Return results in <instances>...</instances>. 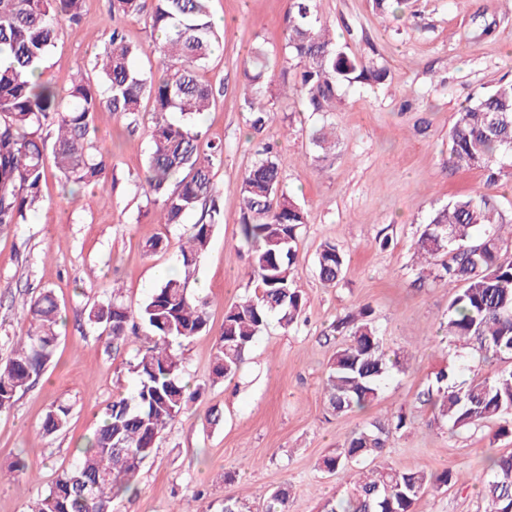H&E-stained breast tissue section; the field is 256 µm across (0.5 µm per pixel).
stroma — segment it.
<instances>
[{
	"mask_svg": "<svg viewBox=\"0 0 512 512\" xmlns=\"http://www.w3.org/2000/svg\"><path fill=\"white\" fill-rule=\"evenodd\" d=\"M323 20L349 54L387 66L384 85L347 88L342 104L326 115L306 112L298 97L272 100L275 120L267 134L284 162V185L305 205L299 231L294 286L308 302L303 321L281 328L277 319L248 352L232 381L211 375L214 340L224 308L253 296L247 248L238 233L239 189L250 166V129L241 109V73L250 48L267 40L281 58L288 0H212L224 22V47L202 73L216 88L198 128L224 145L213 169L221 224L200 258L207 285L210 331L178 344L185 378L197 389L187 411L171 422L143 466L138 490L116 502L118 512H222L224 499H242L262 512L268 494L288 487L289 512H318L327 498L344 495L348 477L319 469L320 459L343 445L356 427L399 413L410 420L390 439L388 459L406 468L452 470L458 484L425 491L416 512H483L479 495L486 459L512 451V436L491 440L490 428L449 432L434 422L417 396L443 367L457 375L487 377L512 368V359L480 366L442 340L448 302L458 285L445 278L416 285L415 242L432 208L483 190L487 173L448 162V133L458 109L512 78V6L504 0H408L401 19L383 17L372 0H316ZM109 0H84L76 28H64L44 63L58 90L76 73H90L109 42ZM154 110L144 101L139 125L109 113L97 119V145L112 159L109 201L97 190L64 188L49 169L42 207L27 222L0 231V362L13 337L29 327L26 309L42 289L52 290L67 319L42 377L0 414V512H27L41 492L68 469L76 450L98 427L105 404L128 394L129 364L137 343L113 346L85 310L107 302L120 287L124 303L139 307L175 270L185 225L158 221V207L143 188ZM336 128L340 147L330 166L312 160L311 128ZM162 238L165 250L149 253ZM389 246H382V239ZM346 256L341 280L324 285L317 272L321 243ZM368 304L387 350L410 353L405 372L389 376L378 401L359 412L332 414L322 385L337 340L326 330L336 319ZM70 408L65 429L40 433L52 405ZM222 420L208 421L211 411ZM25 459L26 473H8Z\"/></svg>",
	"mask_w": 512,
	"mask_h": 512,
	"instance_id": "obj_1",
	"label": "stroma"
}]
</instances>
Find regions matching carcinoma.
I'll list each match as a JSON object with an SVG mask.
<instances>
[{"instance_id":"cac0c4a2","label":"carcinoma","mask_w":512,"mask_h":512,"mask_svg":"<svg viewBox=\"0 0 512 512\" xmlns=\"http://www.w3.org/2000/svg\"><path fill=\"white\" fill-rule=\"evenodd\" d=\"M82 2L0 0V231L25 223L42 205L49 156L66 183L105 189L110 161L95 145V118L105 110L135 119L145 98L159 115L150 131L144 174L161 205L159 223L183 224L188 215L199 209L202 213L179 247V274L156 288L138 310L120 301L114 287L112 301L87 311L86 322L104 326L112 344L147 336L148 345L129 364L135 378L131 393L105 405L102 422L78 449L76 463L58 476L30 512H115L118 497L136 494L141 469L153 456L159 435L198 394L188 392L183 358L172 342L209 329V300L191 295L189 287L214 225L224 219L212 174L224 146L203 140L191 127V120L214 100L212 85L200 76L222 46L212 23L211 0H111V37L93 67L99 81L83 75L62 93L43 63L62 22H78ZM288 4L283 50L286 58L297 61L299 72L290 81L288 69H282L280 85L300 97L308 111L334 112L344 88H372L389 79L386 67L337 45L315 0ZM130 19L145 21L155 35L160 64L154 73L142 68L144 50L125 39L121 23ZM249 63L243 81L251 94L243 97L241 108L248 113L257 143L240 184L239 233L259 288L254 296L224 308V328L215 339L212 366L216 382L235 377L270 315L289 328L301 320L307 306L294 278L296 242L300 228L308 223V212L284 189L283 160L275 143L263 138L272 120V110L258 97L268 87L270 63L264 45L252 47ZM168 113L180 114L182 122H169ZM311 143L317 150L314 161L323 166L340 140L335 127L323 125L311 133ZM509 154L512 79H502L457 112L448 135V162L487 170L485 190L435 209L416 242L419 279L446 275L460 284L448 304V345L472 350L484 364L512 356V257L502 254L498 235L500 226L512 224V215L500 209L493 193L495 162ZM344 266L336 243L321 244L317 269L323 283L337 284ZM373 313L365 304L329 326V335L344 339L330 359L323 386L328 407L337 415L376 401L389 374L404 369L405 358L383 348ZM26 317L29 329L0 363V412L10 410L17 394L44 373L64 322L49 291L30 300ZM418 400L453 432L475 431L496 422L492 439L512 435V369L458 383L444 368ZM69 415V407H53L42 434L65 428ZM406 426L403 414L371 421L322 459L324 471L348 475L349 488L343 497L326 501L321 512H415L426 489L454 481L449 470L438 473L376 463L392 433ZM489 470L481 488L487 503L484 512H512V454L494 457ZM288 503V489L278 488L270 494L265 512H288Z\"/></svg>"}]
</instances>
